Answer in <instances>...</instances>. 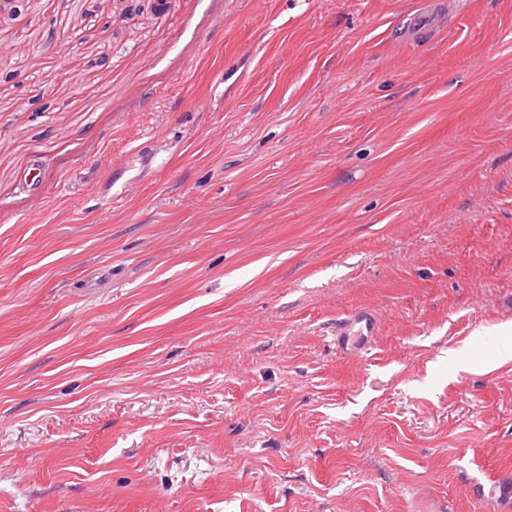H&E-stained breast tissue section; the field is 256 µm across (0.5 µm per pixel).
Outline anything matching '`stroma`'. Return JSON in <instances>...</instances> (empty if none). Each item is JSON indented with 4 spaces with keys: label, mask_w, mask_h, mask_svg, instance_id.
Returning a JSON list of instances; mask_svg holds the SVG:
<instances>
[{
    "label": "stroma",
    "mask_w": 512,
    "mask_h": 512,
    "mask_svg": "<svg viewBox=\"0 0 512 512\" xmlns=\"http://www.w3.org/2000/svg\"><path fill=\"white\" fill-rule=\"evenodd\" d=\"M133 4L0 24V512H512V0ZM376 324L375 317L367 311L347 315L336 332V350L347 356H362L368 351Z\"/></svg>",
    "instance_id": "35a3bbf8"
}]
</instances>
